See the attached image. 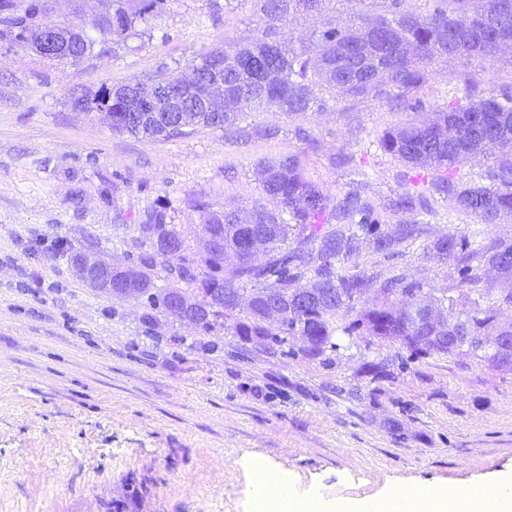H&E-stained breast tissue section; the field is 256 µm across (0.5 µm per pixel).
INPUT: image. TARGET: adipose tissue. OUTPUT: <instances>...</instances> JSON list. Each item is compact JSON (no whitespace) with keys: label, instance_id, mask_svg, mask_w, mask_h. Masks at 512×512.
I'll return each instance as SVG.
<instances>
[{"label":"adipose tissue","instance_id":"1","mask_svg":"<svg viewBox=\"0 0 512 512\" xmlns=\"http://www.w3.org/2000/svg\"><path fill=\"white\" fill-rule=\"evenodd\" d=\"M492 488L495 499L490 504L464 489L417 490L409 495L347 498L329 504L303 496L278 474L272 486H254L253 495L258 499L271 496L287 499L294 512H512V472L498 475Z\"/></svg>","mask_w":512,"mask_h":512}]
</instances>
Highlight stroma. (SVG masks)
I'll return each mask as SVG.
<instances>
[{
  "instance_id": "35a3bbf8",
  "label": "stroma",
  "mask_w": 512,
  "mask_h": 512,
  "mask_svg": "<svg viewBox=\"0 0 512 512\" xmlns=\"http://www.w3.org/2000/svg\"><path fill=\"white\" fill-rule=\"evenodd\" d=\"M251 0H171L152 35L105 56L49 59L0 41V512H253L244 454L325 498L393 487L476 488L512 470V371L465 355L407 360L398 343L337 334L317 359L222 334L203 336L142 303L86 285L54 248L124 266L144 210L166 207L202 234L211 210L266 204L261 163L299 155L307 178L339 196L386 203L408 189V168L376 137L428 121L456 96L457 73L480 89L512 85V49L494 60L438 62L418 113L379 100H334L289 117L273 108L246 143L223 130L177 138L113 133L74 98L162 76L198 53L256 35ZM312 140L296 139V127ZM435 233L512 236V221L481 224L437 199ZM360 267L403 275L458 297L448 269L420 247Z\"/></svg>"
}]
</instances>
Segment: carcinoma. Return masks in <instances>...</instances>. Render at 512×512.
<instances>
[{
    "label": "carcinoma",
    "instance_id": "1",
    "mask_svg": "<svg viewBox=\"0 0 512 512\" xmlns=\"http://www.w3.org/2000/svg\"><path fill=\"white\" fill-rule=\"evenodd\" d=\"M48 2L0 0V9L13 11L3 20L0 39L32 23L37 5ZM168 2L112 0L110 21L87 19L75 9L64 21L69 40L61 58L77 62L93 53L106 54L112 45L146 34L141 25L166 13ZM254 2L263 20L257 35L209 49L186 69L176 66L160 86L152 80L126 85L124 93L112 98V131L166 139L219 128L226 137L242 140L249 136L240 125L242 118L263 105L274 104L289 116H313L329 109L327 94L336 89L352 100H385L404 112H417L416 93L429 79L430 64L487 60L501 47H512V0H427L423 13L408 9L407 0H370L379 9L367 22L339 25L330 17L321 21L312 33L314 57L295 46L287 28L294 17L322 12L327 0ZM226 55L237 58L241 70L224 73V107L199 113L192 128L183 127L182 116L162 105L154 112L135 109L139 98L150 93L181 98L185 112L201 108L213 70L224 65ZM458 78L462 97L449 102L432 121L384 132L378 148L413 168L433 169L432 195L455 200L461 213L482 224L512 221V86L486 94L478 91L471 74ZM495 154L499 159L483 182L464 183L457 177L459 164ZM262 168V191L275 207L256 205L241 216L200 206L203 230L224 239L222 257L202 243L191 248L171 223L167 208L144 211L137 228L151 224L154 236L137 243V265L130 272L150 309L146 320L154 319L155 311L178 320L167 304L180 299L199 306L195 328L205 335L224 330L243 338H268L283 347L288 337L299 334L309 337L303 352L310 358L335 348L333 337L339 331L397 342L413 356H452L470 337L500 325V307H481L480 299L493 292L490 285L480 287L481 270L493 269L500 288L512 290V238L484 242L464 232L432 234L430 225L417 219L419 212L431 210L430 198L422 192L397 195L392 207L408 218L390 225L386 208L358 192L334 198L306 178L297 155ZM255 233L265 242L261 261L242 248L243 240ZM420 241L423 256L452 271L462 299L470 305L465 314L448 309L440 330L416 324L409 314L420 298L443 302L423 283L346 268L364 246L390 259ZM159 270L165 273L164 286L156 284ZM246 294L257 295V300L245 307V318L238 319L237 299ZM369 294L376 302L357 310ZM270 302L282 314L275 333L267 328ZM355 310L356 319L338 322Z\"/></svg>",
    "mask_w": 512,
    "mask_h": 512
}]
</instances>
